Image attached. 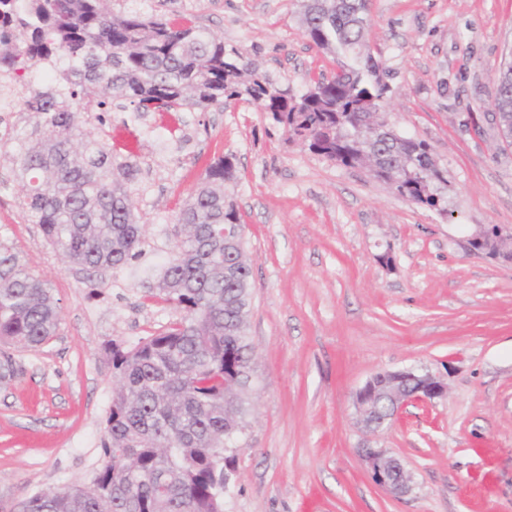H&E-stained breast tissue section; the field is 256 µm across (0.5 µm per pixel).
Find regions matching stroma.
<instances>
[{
    "mask_svg": "<svg viewBox=\"0 0 512 512\" xmlns=\"http://www.w3.org/2000/svg\"><path fill=\"white\" fill-rule=\"evenodd\" d=\"M300 0H112L222 37L303 93L330 75ZM368 44L391 88L385 115L425 141L453 186L446 212L416 205L364 168L289 140L253 103L176 114L113 112L104 139L134 170L145 254L88 276L61 260L0 159V247L51 288L60 328L10 348L0 376V512L33 493L90 481L116 378L104 348L178 318L145 292L177 251L171 229L209 165L225 183L253 269L250 426L234 453L224 512H512V264L468 252L480 226L512 228V145L494 98L512 62V0H368ZM444 377L445 396L412 401L373 433L353 396L374 373ZM382 448L412 480L394 496L360 457Z\"/></svg>",
    "mask_w": 512,
    "mask_h": 512,
    "instance_id": "obj_1",
    "label": "stroma"
}]
</instances>
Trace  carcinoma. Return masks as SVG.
Listing matches in <instances>:
<instances>
[{
    "label": "carcinoma",
    "mask_w": 512,
    "mask_h": 512,
    "mask_svg": "<svg viewBox=\"0 0 512 512\" xmlns=\"http://www.w3.org/2000/svg\"><path fill=\"white\" fill-rule=\"evenodd\" d=\"M109 0H0V81L23 85L33 68L63 59L45 91L24 101L37 121L19 146L0 134V157L19 172L26 206L68 263L94 274L141 257L145 238L125 181L133 170L88 127L115 109L179 112L246 99L288 138L346 168L368 167L407 200L438 209L452 185L428 145L382 114L390 85L367 45L366 0H302L305 35L333 56L331 78L296 95L203 28L115 14ZM494 107L512 139V64L499 71ZM234 157L210 165L174 225L178 239L150 297L180 318L133 347L105 348L117 378L90 483L40 491L26 512H224V439L247 428L254 372L247 335L252 268L243 225L224 182ZM49 288L0 250V342L37 347L57 332Z\"/></svg>",
    "instance_id": "cac0c4a2"
}]
</instances>
